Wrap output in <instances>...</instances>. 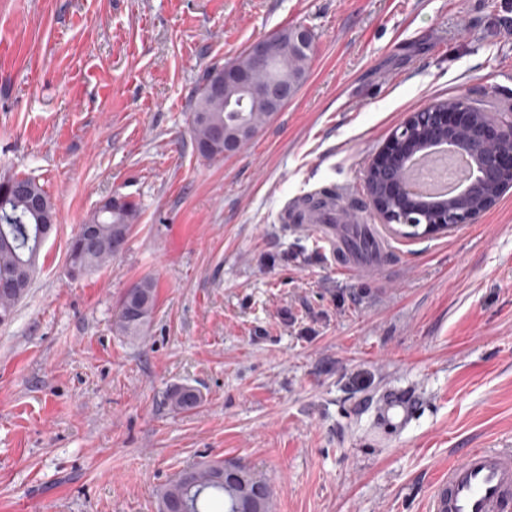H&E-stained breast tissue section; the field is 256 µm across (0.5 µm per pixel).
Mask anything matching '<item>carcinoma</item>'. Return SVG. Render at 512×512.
<instances>
[{"mask_svg":"<svg viewBox=\"0 0 512 512\" xmlns=\"http://www.w3.org/2000/svg\"><path fill=\"white\" fill-rule=\"evenodd\" d=\"M277 53L270 69H256L260 81L275 79L296 91L304 81L313 51L315 36L309 34V46L302 49L294 40V29L279 32ZM224 81V70L214 67L203 77L202 86L191 113V134L199 153L207 158L224 156V145L240 151L280 108L249 101L238 104L239 93L229 88L217 96L210 86ZM457 110L470 113L468 123L460 126L457 137L475 143L476 131L494 119L498 111L473 105L461 98H450L431 106V111ZM368 193L373 194L389 183L404 182L402 169L375 168L365 172ZM432 202L397 194L389 199L388 223L408 228V236L418 237L421 230L438 214ZM136 205L128 200H107L95 212L90 223L96 232L87 241L84 229L71 238L69 266L84 270L99 268L121 253L132 232L131 221ZM55 205L34 179L15 175L0 180V323L9 320L19 300L26 294L36 272L40 250L38 237L45 227H54ZM155 308V283L145 277L134 283L121 297L115 320L116 330L124 336L138 337L150 323ZM199 396L190 387H177L168 395L169 406L187 411L198 404ZM237 469L238 477L224 481V467ZM158 512H172L185 501L191 512H272V494L264 474L229 461L202 462L182 470L157 491Z\"/></svg>","mask_w":512,"mask_h":512,"instance_id":"1","label":"carcinoma"}]
</instances>
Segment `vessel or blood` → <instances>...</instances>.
Returning <instances> with one entry per match:
<instances>
[{
    "label": "vessel or blood",
    "mask_w": 512,
    "mask_h": 512,
    "mask_svg": "<svg viewBox=\"0 0 512 512\" xmlns=\"http://www.w3.org/2000/svg\"><path fill=\"white\" fill-rule=\"evenodd\" d=\"M307 226L319 227L330 251H344L345 273L365 272L367 266L360 241L369 250L384 249L380 238L363 239L357 213H343L333 205L305 212ZM430 512H512V448H465L456 463L449 465L446 478L431 493Z\"/></svg>",
    "instance_id": "vessel-or-blood-1"
}]
</instances>
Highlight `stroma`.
Wrapping results in <instances>:
<instances>
[{"label":"stroma","instance_id":"obj_1","mask_svg":"<svg viewBox=\"0 0 512 512\" xmlns=\"http://www.w3.org/2000/svg\"><path fill=\"white\" fill-rule=\"evenodd\" d=\"M298 26L316 39L296 95L237 154L201 156L205 71ZM451 97L512 115V0H0V178H35L56 211L0 325V512H157L217 460L265 473L272 512H427L461 449L512 448V189L410 238L363 182ZM328 185L386 240L377 271L279 222ZM111 197L137 206L129 242L71 278L69 241ZM144 277L152 319L118 335ZM177 386L198 405L172 410ZM408 147H411V142L408 139L396 142L391 140L390 137L380 152L373 158L374 167L388 166L395 161L400 163L407 162L412 156L411 152L408 151ZM155 297V283L151 278L145 277L128 288L118 303L116 330L124 336H141L154 312Z\"/></svg>","mask_w":512,"mask_h":512}]
</instances>
